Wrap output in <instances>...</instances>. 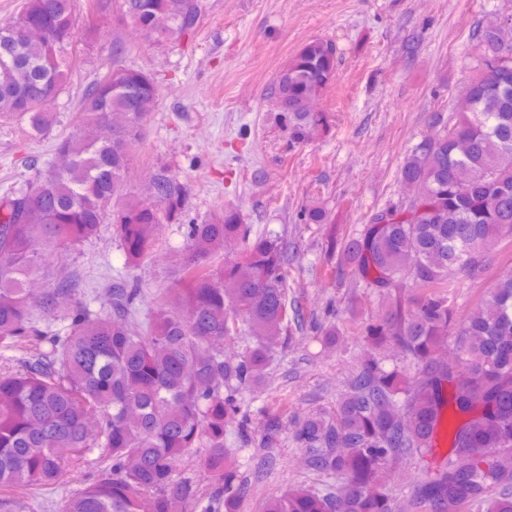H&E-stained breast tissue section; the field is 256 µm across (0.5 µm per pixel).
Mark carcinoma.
<instances>
[{"mask_svg":"<svg viewBox=\"0 0 512 512\" xmlns=\"http://www.w3.org/2000/svg\"><path fill=\"white\" fill-rule=\"evenodd\" d=\"M73 0H26L0 23V115L26 116L43 134L47 106L72 76L78 37ZM129 24L189 34L198 0H113ZM512 15L477 32L472 77L448 124L403 161L399 201L372 213L360 232L330 243L357 270L380 308L361 324L371 351L355 368L336 420L305 418L295 438L334 490L305 485L265 501L262 512H512V270L502 272L469 314L456 317L459 288L481 282L512 243ZM50 40L18 39L22 26ZM330 40L307 43L271 88L302 144L323 127L318 100L336 76ZM121 81L95 78L76 128L55 144L59 163L0 196V348L21 350L0 366V489L58 486L65 469L95 454L92 484L61 497L57 512H238L242 484L224 451L249 415L237 394L266 381L274 348L288 335V255L275 235L255 233L226 207L187 224L180 285L141 309L138 281L105 290L93 309L68 277L42 296L30 284L42 258L98 236L112 217L126 265L152 252L164 224H180L189 191L169 165L154 163L144 194L128 190L132 146L158 101L143 71L118 66ZM67 325L54 327L55 312ZM252 345L228 354L241 335ZM399 358L388 362L387 350ZM450 387L445 398L443 386ZM448 466L396 502L384 491L389 467L432 446L446 405ZM280 416L263 423L278 441ZM485 448L500 454L487 459ZM194 459L207 484L181 468Z\"/></svg>","mask_w":512,"mask_h":512,"instance_id":"1","label":"carcinoma"}]
</instances>
